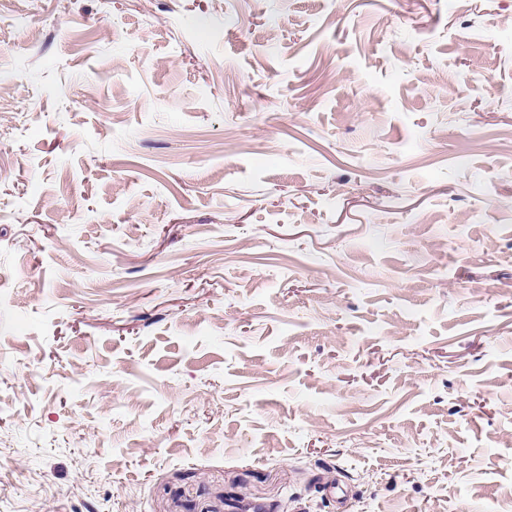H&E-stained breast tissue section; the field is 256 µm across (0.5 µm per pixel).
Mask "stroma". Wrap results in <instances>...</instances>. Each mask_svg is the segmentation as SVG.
<instances>
[{"mask_svg":"<svg viewBox=\"0 0 512 512\" xmlns=\"http://www.w3.org/2000/svg\"><path fill=\"white\" fill-rule=\"evenodd\" d=\"M0 512H512V0H0Z\"/></svg>","mask_w":512,"mask_h":512,"instance_id":"1","label":"stroma"}]
</instances>
